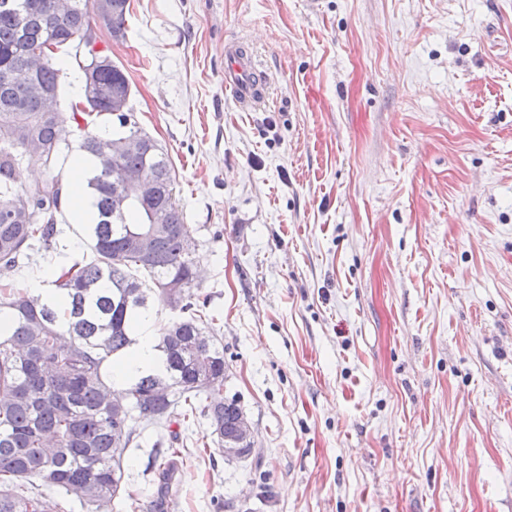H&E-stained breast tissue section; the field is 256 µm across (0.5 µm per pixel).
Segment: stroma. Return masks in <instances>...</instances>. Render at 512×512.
<instances>
[{"mask_svg": "<svg viewBox=\"0 0 512 512\" xmlns=\"http://www.w3.org/2000/svg\"><path fill=\"white\" fill-rule=\"evenodd\" d=\"M129 4L95 47L172 161L254 449L175 407L174 482L146 428L108 512H512V0ZM233 42L270 79L248 110ZM56 219L0 279L89 258ZM224 87L231 90L238 103L245 108L263 103L267 84L252 54L239 44H231L224 58Z\"/></svg>", "mask_w": 512, "mask_h": 512, "instance_id": "obj_1", "label": "stroma"}]
</instances>
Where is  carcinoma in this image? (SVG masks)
<instances>
[{"label": "carcinoma", "mask_w": 512, "mask_h": 512, "mask_svg": "<svg viewBox=\"0 0 512 512\" xmlns=\"http://www.w3.org/2000/svg\"><path fill=\"white\" fill-rule=\"evenodd\" d=\"M25 27L0 7V263L14 267L36 244L58 234L55 224L67 198L59 161L72 148L71 127L81 130L79 150L95 160L86 175L94 199L87 225L92 256L50 273L47 287L67 298V307L42 301L29 288L0 286V313L9 317L0 331V512H54L30 485L61 490L79 499L86 512H101L125 483L123 457L140 424L163 425L171 407L182 403L209 421L217 447L233 431L242 409L224 391V346L217 343L202 316L170 320L159 329L162 369L142 372L126 382V402L114 403L109 386L111 362L134 343L132 318L149 309L154 295L173 309L188 310L183 300L193 287L190 225L176 199L175 174L167 153L128 112H114L112 96H130L123 70L86 41L100 19L115 37H125L129 0H112V12L100 13L95 0H71L68 13L56 0H33ZM84 47L82 71L94 68L95 81L69 112H41L24 96L30 80L54 92L60 89L56 51ZM44 65L33 62L35 54ZM134 140L139 148L112 155L114 139ZM37 149L25 160L27 147ZM39 166L44 179L33 187L17 184L22 161ZM143 174L157 195H132L114 210L122 195L118 172ZM168 219L154 224L152 212ZM153 232L157 249L143 256L135 237ZM179 283L183 294L171 299L163 289ZM157 439L154 452L168 459L159 473L161 486L174 475L175 453Z\"/></svg>", "instance_id": "obj_1"}]
</instances>
